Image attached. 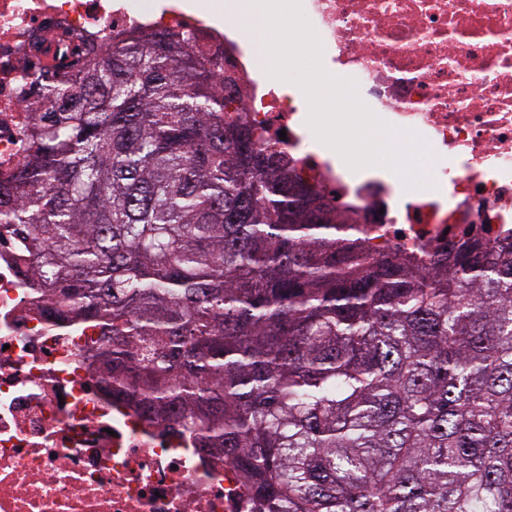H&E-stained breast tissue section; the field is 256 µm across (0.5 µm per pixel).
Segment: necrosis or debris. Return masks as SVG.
Here are the masks:
<instances>
[{
	"instance_id": "1",
	"label": "necrosis or debris",
	"mask_w": 512,
	"mask_h": 512,
	"mask_svg": "<svg viewBox=\"0 0 512 512\" xmlns=\"http://www.w3.org/2000/svg\"><path fill=\"white\" fill-rule=\"evenodd\" d=\"M329 74L355 81L378 118L422 137L428 183L347 181L294 127L300 102L202 11L143 0H0V181L19 167L28 102L130 30L188 33L234 71L257 140L282 141L296 172L359 225L366 252L417 255L512 234V0H301ZM0 243V512H247L233 468L173 421L151 422L93 371L90 324L30 286Z\"/></svg>"
}]
</instances>
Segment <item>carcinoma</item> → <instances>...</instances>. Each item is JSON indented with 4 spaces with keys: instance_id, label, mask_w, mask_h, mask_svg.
Here are the masks:
<instances>
[{
    "instance_id": "carcinoma-1",
    "label": "carcinoma",
    "mask_w": 512,
    "mask_h": 512,
    "mask_svg": "<svg viewBox=\"0 0 512 512\" xmlns=\"http://www.w3.org/2000/svg\"><path fill=\"white\" fill-rule=\"evenodd\" d=\"M190 42L134 29L43 87L0 188L27 279L251 512H512V237L371 259Z\"/></svg>"
}]
</instances>
